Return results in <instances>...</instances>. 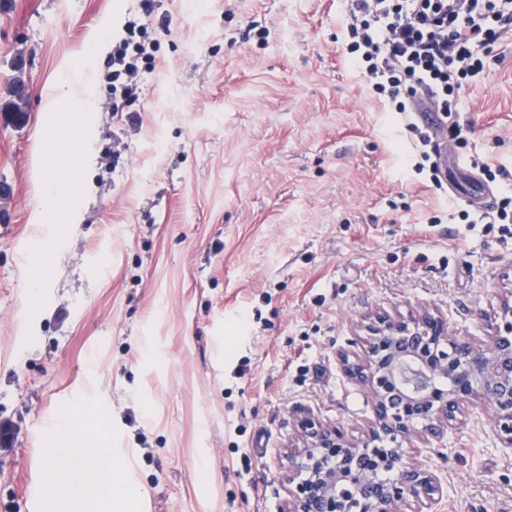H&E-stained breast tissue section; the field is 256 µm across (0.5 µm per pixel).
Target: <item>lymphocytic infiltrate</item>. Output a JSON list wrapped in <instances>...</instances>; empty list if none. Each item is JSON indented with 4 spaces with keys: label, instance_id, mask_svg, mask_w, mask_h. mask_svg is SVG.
Wrapping results in <instances>:
<instances>
[{
    "label": "lymphocytic infiltrate",
    "instance_id": "f902f5d3",
    "mask_svg": "<svg viewBox=\"0 0 512 512\" xmlns=\"http://www.w3.org/2000/svg\"><path fill=\"white\" fill-rule=\"evenodd\" d=\"M353 61L374 90L387 94L406 129L418 112H450L468 74L482 70L478 48L512 31V0H352ZM154 57L134 22L112 47V93L137 97L140 71Z\"/></svg>",
    "mask_w": 512,
    "mask_h": 512
}]
</instances>
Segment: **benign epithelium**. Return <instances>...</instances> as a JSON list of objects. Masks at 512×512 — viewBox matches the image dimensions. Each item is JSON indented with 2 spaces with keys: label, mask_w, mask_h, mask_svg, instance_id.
I'll return each mask as SVG.
<instances>
[{
  "label": "benign epithelium",
  "mask_w": 512,
  "mask_h": 512,
  "mask_svg": "<svg viewBox=\"0 0 512 512\" xmlns=\"http://www.w3.org/2000/svg\"><path fill=\"white\" fill-rule=\"evenodd\" d=\"M494 319L495 334L480 344L451 335L428 311L362 320L365 352L341 362L370 395L374 421L359 444L340 426L299 422L286 512H397L409 498L437 502L442 484L425 464L405 460L403 442L414 434L442 441L461 406L475 400L491 409L494 430L512 448V297Z\"/></svg>",
  "instance_id": "obj_1"
}]
</instances>
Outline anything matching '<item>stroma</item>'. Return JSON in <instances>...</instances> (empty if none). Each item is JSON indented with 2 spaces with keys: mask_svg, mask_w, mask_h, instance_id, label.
Instances as JSON below:
<instances>
[{
  "mask_svg": "<svg viewBox=\"0 0 512 512\" xmlns=\"http://www.w3.org/2000/svg\"><path fill=\"white\" fill-rule=\"evenodd\" d=\"M348 0H0V512H48L36 490L56 425L107 426L120 497L135 512H284L288 454L305 417L360 438L371 400L341 354L365 316L426 306L451 334L487 340L512 295V238L451 207L439 153L479 159L512 198V32L463 80L421 145L350 64ZM128 21L156 46L134 100H113L94 33ZM89 64L94 111L67 73ZM66 186L46 199L44 182ZM58 243L25 262L34 217ZM37 294H30L32 275ZM263 438L264 453L251 445ZM409 459L443 486L398 512H512V450L467 404Z\"/></svg>",
  "mask_w": 512,
  "mask_h": 512,
  "instance_id": "35a3bbf8",
  "label": "stroma"
}]
</instances>
